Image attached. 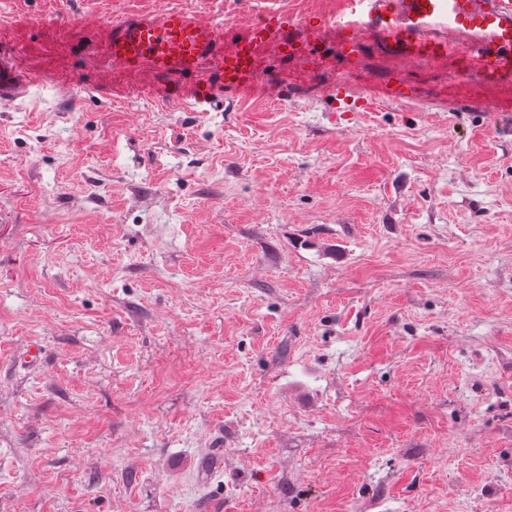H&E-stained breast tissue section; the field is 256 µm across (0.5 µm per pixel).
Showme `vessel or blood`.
<instances>
[{
  "mask_svg": "<svg viewBox=\"0 0 512 512\" xmlns=\"http://www.w3.org/2000/svg\"><path fill=\"white\" fill-rule=\"evenodd\" d=\"M371 36L408 61L438 62L462 50L490 80L512 81V0H341L333 17L302 23L267 8L259 23L231 39L221 26L170 9L156 19L114 23L106 50L113 62L147 79L210 66L214 81L199 84L191 95L194 110L208 112L216 106L215 88L241 94L256 85L255 58L264 48H278L292 59L328 41L341 51L355 49ZM32 81L19 60L0 55V105L17 100ZM333 95L343 112L368 104L341 81Z\"/></svg>",
  "mask_w": 512,
  "mask_h": 512,
  "instance_id": "1",
  "label": "vessel or blood"
}]
</instances>
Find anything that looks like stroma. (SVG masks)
<instances>
[{"label":"stroma","mask_w":512,"mask_h":512,"mask_svg":"<svg viewBox=\"0 0 512 512\" xmlns=\"http://www.w3.org/2000/svg\"><path fill=\"white\" fill-rule=\"evenodd\" d=\"M265 2L0 0V512H512V84L329 43L197 112L105 52ZM33 81L19 60L0 55V105L17 100ZM333 96L339 104L340 112H359L366 108L369 99L351 91L350 86L342 81L336 82L333 88Z\"/></svg>","instance_id":"stroma-1"}]
</instances>
